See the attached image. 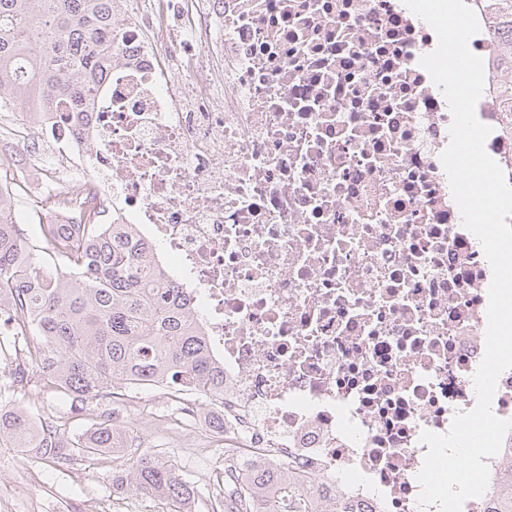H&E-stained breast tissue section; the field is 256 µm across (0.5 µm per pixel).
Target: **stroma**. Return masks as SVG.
<instances>
[{
	"instance_id": "35a3bbf8",
	"label": "stroma",
	"mask_w": 512,
	"mask_h": 512,
	"mask_svg": "<svg viewBox=\"0 0 512 512\" xmlns=\"http://www.w3.org/2000/svg\"><path fill=\"white\" fill-rule=\"evenodd\" d=\"M105 415L119 421L138 451L170 459L200 487L194 512H213L224 497V447L211 443L205 428L173 398L156 388L135 389L121 403L65 419L63 428L77 435ZM127 459L119 451L89 459L77 456L60 465L22 457L18 449L1 444L0 512H71L77 502L90 504L93 512H166V505L153 498L113 492L112 474Z\"/></svg>"
}]
</instances>
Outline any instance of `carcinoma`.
Here are the masks:
<instances>
[{"mask_svg": "<svg viewBox=\"0 0 512 512\" xmlns=\"http://www.w3.org/2000/svg\"><path fill=\"white\" fill-rule=\"evenodd\" d=\"M117 0H0V104L23 112L63 108L84 112L89 88L112 66ZM498 46L499 64L512 72V0H481ZM504 125H512V77L497 87ZM15 194L0 188V312L11 334L0 357L14 366L0 388V442L32 457L87 458L123 447L126 433L103 422L68 437L57 421L23 406L38 376L66 396L78 416L118 389L162 387L180 399H209L224 389V365L210 354L192 317L190 300L170 285L156 248L127 224H41L36 241L14 220ZM288 488V512H311L310 487L285 468L255 470L236 490V510L267 505L271 491ZM117 493L149 495L186 512L200 496L171 461L134 453L112 476ZM484 512H512V465L499 470L484 494Z\"/></svg>", "mask_w": 512, "mask_h": 512, "instance_id": "cac0c4a2", "label": "carcinoma"}]
</instances>
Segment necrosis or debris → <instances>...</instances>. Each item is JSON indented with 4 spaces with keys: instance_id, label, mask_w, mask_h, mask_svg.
Wrapping results in <instances>:
<instances>
[{
    "instance_id": "obj_1",
    "label": "necrosis or debris",
    "mask_w": 512,
    "mask_h": 512,
    "mask_svg": "<svg viewBox=\"0 0 512 512\" xmlns=\"http://www.w3.org/2000/svg\"><path fill=\"white\" fill-rule=\"evenodd\" d=\"M112 71L78 125L9 123L6 184L37 223L130 224L191 289L224 364V468L286 467L317 507L419 509L422 431L474 408L491 269L440 154L452 115L402 0H120ZM478 119L512 173L488 28Z\"/></svg>"
}]
</instances>
